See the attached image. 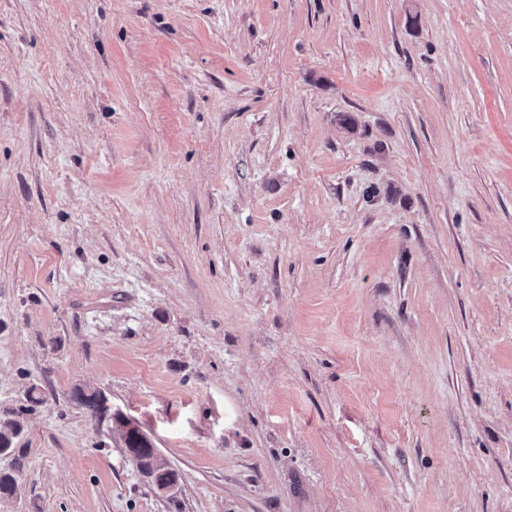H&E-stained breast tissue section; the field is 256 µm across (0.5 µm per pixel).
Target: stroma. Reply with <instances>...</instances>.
<instances>
[{
	"mask_svg": "<svg viewBox=\"0 0 512 512\" xmlns=\"http://www.w3.org/2000/svg\"><path fill=\"white\" fill-rule=\"evenodd\" d=\"M33 387L0 512H512V0H0ZM112 419L115 421L122 422V432L123 439L122 442L124 444V451L126 455L135 461V456L139 453V450L142 449H151L156 450L154 442L151 437L145 433L137 424L124 417L121 414H113ZM134 444L136 446H143L145 448H128V444Z\"/></svg>",
	"mask_w": 512,
	"mask_h": 512,
	"instance_id": "35a3bbf8",
	"label": "stroma"
}]
</instances>
